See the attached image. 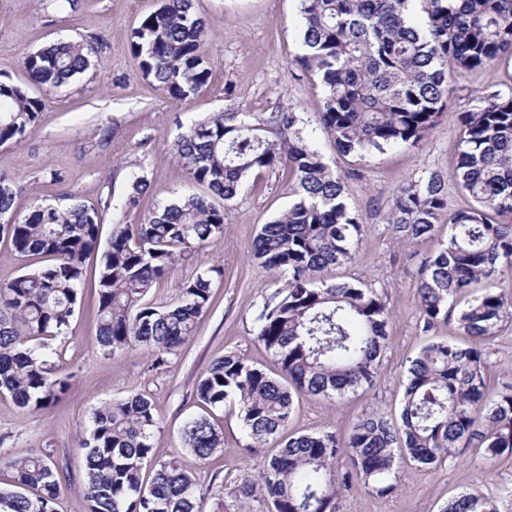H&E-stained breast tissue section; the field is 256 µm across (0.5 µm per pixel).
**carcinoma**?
I'll use <instances>...</instances> for the list:
<instances>
[{
    "mask_svg": "<svg viewBox=\"0 0 512 512\" xmlns=\"http://www.w3.org/2000/svg\"><path fill=\"white\" fill-rule=\"evenodd\" d=\"M303 54L298 63L322 92L316 113L336 153L359 161L422 141L437 123L448 76L512 60V0H299ZM139 72L181 100L208 87L205 23L194 0H162L131 32ZM99 53L96 41L59 40L23 57L38 89L71 83ZM43 99L0 80V144L21 141L36 126ZM302 112H216L189 125L175 143L178 162L206 189L139 209L148 180L136 173L100 248L102 213L112 207L69 203L16 212L17 189L0 175V234L20 258L36 259L0 284V392L29 411L48 408L70 386L55 341L68 336L81 300L85 263L99 255L96 341L106 354L143 349L161 366L194 336L211 306L210 267L185 282L173 303L149 300L152 288L184 257L224 234L226 211L251 177L280 167L296 184L284 213L261 226L254 248L279 287L255 317L256 336L271 352L274 377L228 353L198 380L204 410L180 429L181 447L206 462L224 446L211 412L238 407L245 448L263 453L255 474L231 491L238 512H336L353 481L384 496L396 488L401 454L431 469L455 448H482L491 459L512 456V384L486 393L484 353L430 341L409 360L398 422L367 414L344 438L332 431L287 433L294 398L342 396L372 387L389 340L391 312L383 296L361 283L328 282L325 273L352 262L363 224L346 198L350 172L327 162L304 133ZM455 178L471 204L448 208V179L438 172L399 187L384 215L394 240L433 237L448 217V238L418 270L421 331L455 320L462 334L484 342L498 331L512 297L490 288L467 307L454 300L474 285L512 282V96L476 95L459 114ZM158 415L142 393L94 409L80 440L87 512H224L221 489L202 487L176 458L156 455ZM347 457L341 473L336 460ZM0 512H56L63 475L44 453L4 463ZM442 512H500L479 489L450 499Z\"/></svg>",
    "mask_w": 512,
    "mask_h": 512,
    "instance_id": "cac0c4a2",
    "label": "carcinoma"
}]
</instances>
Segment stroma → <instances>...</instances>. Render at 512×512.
I'll return each mask as SVG.
<instances>
[{"instance_id": "obj_1", "label": "stroma", "mask_w": 512, "mask_h": 512, "mask_svg": "<svg viewBox=\"0 0 512 512\" xmlns=\"http://www.w3.org/2000/svg\"><path fill=\"white\" fill-rule=\"evenodd\" d=\"M159 5L160 0H0L2 80L26 85L23 55L51 41L94 40L100 45L93 67L68 87L44 94L40 120L24 141L0 145V173L19 188L18 213L68 194L89 205L108 198L114 207L106 211L102 230L110 232L131 172L144 175L151 185L139 209L143 215L157 202L197 192L170 150L191 122L226 109L318 111L321 93L296 63L301 52L298 0H195L205 20L211 80L205 92L184 100L171 98L142 77L131 54L132 29ZM477 91L512 96V63L454 75L438 122L422 142L375 154L360 176L348 178L347 201L365 219L362 241L354 262L331 269L328 277L370 285L385 297L392 314L390 343L373 387L332 398H300L289 431H333L342 437L367 413L398 420L408 362L427 338L466 343L453 320L429 335L420 330L417 272L446 241V233L400 244L391 238L383 215L401 185L435 171L454 176L458 116L468 95ZM294 198L295 184L286 171L256 180L229 208L223 235L179 262L153 290V300L165 304L206 267L224 269L212 280V304L196 334L177 357L157 368L147 351L112 355L97 345V261L88 260L72 333L60 346L63 369L72 375L68 391L42 411L22 409L10 395L0 394V456L44 452L71 474L61 487L57 512H86L78 441L93 410L134 392L149 396L156 406L159 424L153 444L159 454L176 457L200 484L218 476L231 488L256 472L261 456L244 449L237 408L215 411L224 449L207 463L181 448L178 429L197 414L195 387L215 358L231 352L276 371L254 325L259 305L276 285L258 266L253 250L261 225L286 211ZM485 359L487 391L495 395L512 383V316L505 317L486 345ZM397 466L392 494L380 496L355 483L342 489L337 512H441L448 499L474 486L497 499L501 512H512V456L490 461L478 449L467 448L454 451L434 469L406 459Z\"/></svg>"}]
</instances>
